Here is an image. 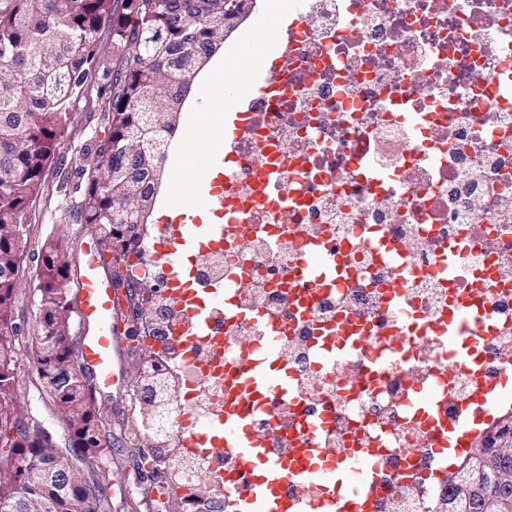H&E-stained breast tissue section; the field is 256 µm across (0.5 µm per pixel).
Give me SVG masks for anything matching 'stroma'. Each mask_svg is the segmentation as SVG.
Returning <instances> with one entry per match:
<instances>
[{"mask_svg":"<svg viewBox=\"0 0 512 512\" xmlns=\"http://www.w3.org/2000/svg\"><path fill=\"white\" fill-rule=\"evenodd\" d=\"M97 52L104 69L89 73L83 90L74 97L65 134L64 147L44 173V188L27 208L28 232L20 244L21 267L13 303V337L19 354L14 371V386L23 401L15 409L14 418L22 424L40 423L52 435L53 443L80 478L95 489H101V512H128L136 503L137 512H152L155 485L145 475L141 459L157 442L142 428L140 406L136 399V380L151 358L150 350L141 343L123 345L119 361L126 372L121 390L94 391L93 399L100 427L99 433L109 451L104 460L82 461L79 449L73 448L64 417L44 395L37 365L29 347L40 329V318L33 299L36 276L42 264L47 243L63 245L69 257L71 273H78L82 260V242L90 235L88 225L80 223L77 210L90 177L104 178L105 168H94V153L108 134L107 100L101 89L109 83L105 70H117L121 54L112 41L110 27H102ZM109 473L111 484L102 487V473Z\"/></svg>","mask_w":512,"mask_h":512,"instance_id":"obj_1","label":"stroma"}]
</instances>
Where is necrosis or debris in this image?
<instances>
[{
  "label": "necrosis or debris",
  "mask_w": 512,
  "mask_h": 512,
  "mask_svg": "<svg viewBox=\"0 0 512 512\" xmlns=\"http://www.w3.org/2000/svg\"><path fill=\"white\" fill-rule=\"evenodd\" d=\"M280 85L251 96L227 149L235 212L224 246L198 264L200 283L223 282L238 311L224 346L261 357L247 320L260 311L284 329L278 350L292 395L271 398L254 423L272 451L328 414L316 440L329 456L370 448L382 493L375 512H439L451 471L433 464L432 424L465 400L476 374L503 378L497 420L512 415V0H291ZM341 261L335 287L301 276L305 243ZM453 276H435L448 245ZM399 246L400 262L381 254ZM493 320L477 339L446 346L441 322L461 294ZM335 329L338 354L314 364V336ZM201 356L163 355L180 372L172 436L224 403V378ZM224 512L252 481L232 456L182 448L165 474L184 499L199 471Z\"/></svg>",
  "instance_id": "necrosis-or-debris-1"
}]
</instances>
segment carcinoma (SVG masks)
Returning a JSON list of instances; mask_svg holds the SVG:
<instances>
[{
  "instance_id": "1",
  "label": "carcinoma",
  "mask_w": 512,
  "mask_h": 512,
  "mask_svg": "<svg viewBox=\"0 0 512 512\" xmlns=\"http://www.w3.org/2000/svg\"><path fill=\"white\" fill-rule=\"evenodd\" d=\"M251 0H9L0 8V509L70 512L81 499L100 512L101 499L81 480L68 487L41 475L46 459L70 469L49 444L48 432L13 421L20 403L14 388L18 361L11 339L12 304L27 234L29 203L40 193L47 164L63 145L69 108L88 73L99 64L96 44L103 24L123 48V68L108 85V135L96 150L107 176L93 179L79 217L100 233L113 265L137 253L155 190L178 131L182 104L198 73L224 45ZM69 263L52 244L43 256L36 292L41 333L30 352L48 399L65 415L72 446L84 458L105 456L93 410L92 389L76 372L69 336L66 289ZM157 363L139 376L138 392L157 408L152 424L171 411L172 394ZM446 512H512V423L492 446L478 444L460 466Z\"/></svg>"
}]
</instances>
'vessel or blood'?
Wrapping results in <instances>:
<instances>
[{"instance_id":"vessel-or-blood-1","label":"vessel or blood","mask_w":512,"mask_h":512,"mask_svg":"<svg viewBox=\"0 0 512 512\" xmlns=\"http://www.w3.org/2000/svg\"><path fill=\"white\" fill-rule=\"evenodd\" d=\"M197 205L223 215L235 198L223 188H213L197 198ZM224 227L209 224L198 227L192 211L182 209L171 223L160 225L154 238V257L160 262L166 279V294L177 315L175 334L168 340L171 348L188 356L193 346L212 339L209 350L211 366L228 374L232 399L213 416L195 419L182 433L188 447L204 446L217 453H228L243 462L254 474V482L240 494V512H304L298 497L284 495L285 483H324L329 457L312 439L291 442L287 451L273 453L252 424L254 415L264 413L267 398L287 395L293 379L276 361L280 328L264 313L250 314L249 320L265 338L267 356L260 361L240 363L224 352V339L217 336L218 321L231 307L229 292L223 285L198 287L185 276L186 259H200L210 250L223 246ZM82 267L75 281L76 313L80 336L76 345V362L100 390H117L125 383V372L118 361L124 343L125 325L122 310L129 296L126 289L113 287L103 272L108 254L98 237L83 243ZM319 248H310L301 262L305 276L318 283H329L336 276V262L320 259ZM478 321L469 305L453 308L448 316V340L460 341L472 332ZM497 381H477L467 404L459 407L448 426V460L471 453L478 440L479 427L489 421L497 407ZM337 475L356 480L359 494L349 500L321 502L317 512H372L380 494L379 486L370 481L363 455L352 452L344 456Z\"/></svg>"}]
</instances>
